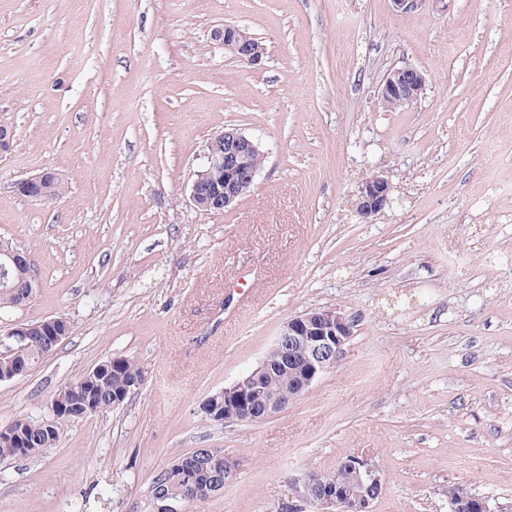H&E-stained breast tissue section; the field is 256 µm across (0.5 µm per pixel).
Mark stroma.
I'll use <instances>...</instances> for the list:
<instances>
[{"label": "stroma", "mask_w": 512, "mask_h": 512, "mask_svg": "<svg viewBox=\"0 0 512 512\" xmlns=\"http://www.w3.org/2000/svg\"><path fill=\"white\" fill-rule=\"evenodd\" d=\"M227 24L262 66L225 52ZM405 66L424 91L386 108ZM0 124V238L40 283L0 329L73 325L0 382V426L107 358L145 373L46 454L0 459V512H144L200 448L236 477L192 512H288L305 473L357 455L384 480L371 512H448L452 486L512 512V0H0ZM227 127L265 161L211 214L189 189ZM45 169L63 200L15 192ZM374 175L395 202L364 221L350 203ZM318 308L359 320L335 368L265 422L203 418ZM224 50L240 61L250 65H261L263 48L249 32L235 24L224 25L219 32ZM425 86V77L421 71L413 67H404L391 70L385 78L381 86V96L394 97V98H406L407 101H412L415 98L413 91L418 87V91L421 95ZM419 95V96H420ZM402 103L398 100H387L384 104L388 108H399L410 103Z\"/></svg>", "instance_id": "1"}]
</instances>
